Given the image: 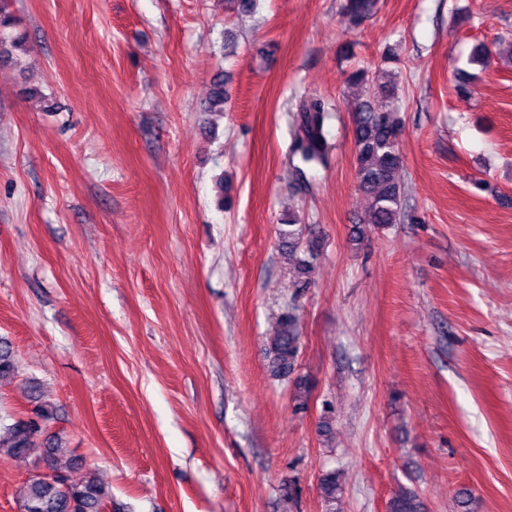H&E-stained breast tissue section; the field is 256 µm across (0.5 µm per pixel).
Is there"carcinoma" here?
<instances>
[{
	"mask_svg": "<svg viewBox=\"0 0 512 512\" xmlns=\"http://www.w3.org/2000/svg\"><path fill=\"white\" fill-rule=\"evenodd\" d=\"M376 0H345L343 12L354 27L370 16ZM13 18L0 6V61L10 55L14 40L7 33ZM348 82L361 87L365 99L353 107V134L355 149V171L359 189L369 198V207L363 222L353 226V240L365 237L369 226H386L400 221L399 206L404 195V186L398 179L401 159L398 152L399 121L394 112L375 109L370 98L381 94L391 99L395 89L390 83H379L370 78L367 68H357L348 75ZM327 117L324 104L313 99L298 112V133L294 152L302 162L310 166H321L327 154L324 123ZM284 246L289 255L298 252L304 257L297 259L295 288H306L311 283L314 252L313 240L303 241V231L290 228L282 231ZM300 336L297 332V315L294 310L281 315L267 348V370L274 380H286L294 373L299 354ZM15 371L13 351L7 340L0 338V378ZM52 414L43 407L33 410L32 416L11 424L0 418V458L18 462L38 464L44 461L55 474L49 480L34 474L20 490L21 512H120L112 503V496L104 484L91 476L86 481L75 483L69 472L72 460H64L57 454L58 448L50 443L39 442L45 423ZM342 492L339 475L330 471L320 482V495L328 506L327 512H336V501ZM388 512H423V503L412 492H401L391 498Z\"/></svg>",
	"mask_w": 512,
	"mask_h": 512,
	"instance_id": "obj_1",
	"label": "carcinoma"
}]
</instances>
